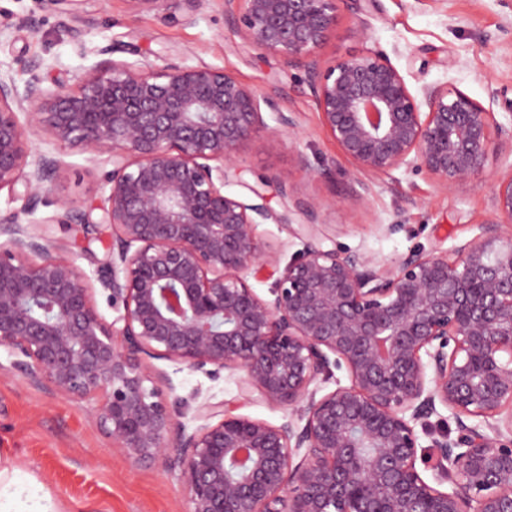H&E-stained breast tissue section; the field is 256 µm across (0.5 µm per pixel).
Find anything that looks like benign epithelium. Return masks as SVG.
<instances>
[{
	"label": "benign epithelium",
	"mask_w": 512,
	"mask_h": 512,
	"mask_svg": "<svg viewBox=\"0 0 512 512\" xmlns=\"http://www.w3.org/2000/svg\"><path fill=\"white\" fill-rule=\"evenodd\" d=\"M82 2L41 0L76 34L92 23ZM126 2L133 15L191 22L208 0ZM213 2L253 46L304 71L356 176L405 166L467 187L490 153L512 145L489 108L445 86L412 93L379 51L323 66L317 50L347 0ZM21 64L24 89L0 76V191L23 200L0 212V348L22 374L100 398L114 447L132 465L177 468L188 512H512V172L495 179L478 235L449 252L413 248L382 271L324 248L319 203L296 199L305 244L282 265L257 226L289 214L224 192L247 142L263 133L275 147L283 131L299 133L277 99L203 64L154 71L112 59L71 91L45 87L37 61ZM40 134L112 153L96 205L53 196L68 170L35 151ZM40 205L57 208L48 224L110 230L97 282L122 308L112 321L75 262L21 225ZM264 270L275 277L269 299L249 284ZM149 358L239 372L243 398L256 393L292 418L272 425L207 406L216 422L188 433ZM335 369L349 384L318 395ZM440 408L456 437L433 429ZM447 480L451 489L438 488Z\"/></svg>",
	"instance_id": "obj_1"
}]
</instances>
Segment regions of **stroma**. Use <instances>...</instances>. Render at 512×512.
Returning a JSON list of instances; mask_svg holds the SVG:
<instances>
[{
    "instance_id": "1",
    "label": "stroma",
    "mask_w": 512,
    "mask_h": 512,
    "mask_svg": "<svg viewBox=\"0 0 512 512\" xmlns=\"http://www.w3.org/2000/svg\"><path fill=\"white\" fill-rule=\"evenodd\" d=\"M84 6L96 23L83 31L88 48L83 54L77 48L81 41L59 27L57 16L43 12L39 0H0V75L24 86L29 75L21 62L36 59L46 85L73 90L79 76L101 62L98 48L108 44L114 59L142 68L158 70L177 60L235 73L294 112L301 135L283 137L274 149L261 134L246 143L238 175L225 193L247 202L264 194L280 212L290 197L281 196L271 179L288 175L294 196L319 201L316 222L324 247L362 253L382 266L413 247L452 249L479 234L491 217L495 179L512 172V152L503 150L490 154L483 179L472 188L445 189L406 168L388 177L357 178L321 126L303 73L286 57L255 48L220 10L205 7L194 24L179 25L153 11L130 14L127 0H85ZM22 16L31 17L33 26H18ZM368 51L387 54L412 91L425 85L459 89L489 106L497 123L512 126V0H351L319 56L329 64ZM33 146L69 169L56 195L83 206L100 198L111 154L66 148L43 134L34 137ZM304 158L309 168H302ZM330 164L336 167L333 177H320V169ZM347 197L354 205H344ZM54 213L41 206L28 221L45 222L54 251L96 276L109 258L108 227L48 223ZM15 360L0 349V455L8 456L19 476L37 480L55 512H188L178 470L158 463L131 465L107 437L96 400L78 401L34 385L15 368ZM152 366L163 376L169 400L180 402L179 421L187 431L206 424L199 412L206 403H225L273 425L290 415L288 408L257 396L241 402L239 373L225 370L213 377L164 359Z\"/></svg>"
}]
</instances>
